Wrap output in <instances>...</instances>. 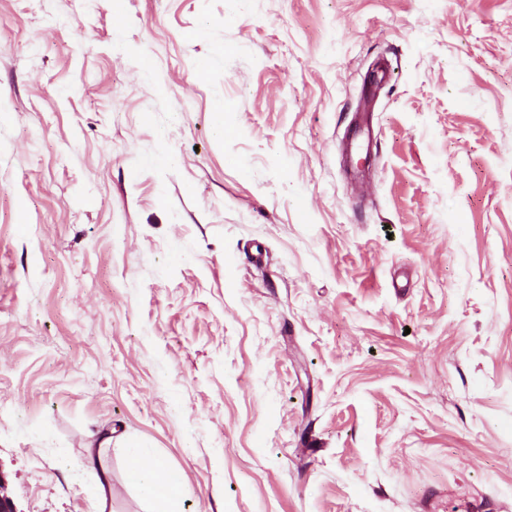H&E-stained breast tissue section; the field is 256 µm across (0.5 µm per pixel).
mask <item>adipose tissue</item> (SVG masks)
Here are the masks:
<instances>
[{"instance_id":"ef3b65f1","label":"adipose tissue","mask_w":512,"mask_h":512,"mask_svg":"<svg viewBox=\"0 0 512 512\" xmlns=\"http://www.w3.org/2000/svg\"><path fill=\"white\" fill-rule=\"evenodd\" d=\"M128 480L152 501L163 506L178 505L181 500V483L178 475L162 461L149 456L139 443L126 445Z\"/></svg>"}]
</instances>
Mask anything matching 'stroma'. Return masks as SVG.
Segmentation results:
<instances>
[{
	"mask_svg": "<svg viewBox=\"0 0 512 512\" xmlns=\"http://www.w3.org/2000/svg\"><path fill=\"white\" fill-rule=\"evenodd\" d=\"M121 8L0 0L18 512H151L126 440L182 512H512V0ZM128 480L143 494L162 506H178L181 483L178 475L162 461L149 456L137 442L126 444Z\"/></svg>",
	"mask_w": 512,
	"mask_h": 512,
	"instance_id": "1",
	"label": "stroma"
}]
</instances>
